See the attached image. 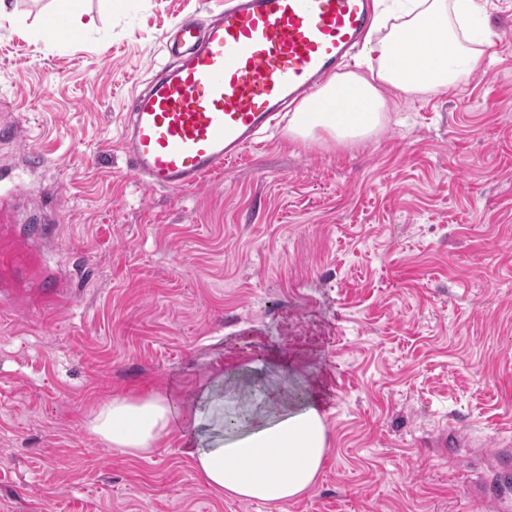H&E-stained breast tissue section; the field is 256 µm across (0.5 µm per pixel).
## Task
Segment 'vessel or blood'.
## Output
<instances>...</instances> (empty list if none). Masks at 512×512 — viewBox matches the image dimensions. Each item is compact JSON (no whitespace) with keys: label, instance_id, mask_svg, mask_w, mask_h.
Instances as JSON below:
<instances>
[{"label":"vessel or blood","instance_id":"b4317fda","mask_svg":"<svg viewBox=\"0 0 512 512\" xmlns=\"http://www.w3.org/2000/svg\"><path fill=\"white\" fill-rule=\"evenodd\" d=\"M372 10L373 0H234L206 25L183 22L170 47L180 64L151 77L125 114L132 176L180 192L238 162L343 65Z\"/></svg>","mask_w":512,"mask_h":512}]
</instances>
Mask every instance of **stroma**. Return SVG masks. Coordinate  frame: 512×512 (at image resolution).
Masks as SVG:
<instances>
[{"instance_id":"stroma-1","label":"stroma","mask_w":512,"mask_h":512,"mask_svg":"<svg viewBox=\"0 0 512 512\" xmlns=\"http://www.w3.org/2000/svg\"><path fill=\"white\" fill-rule=\"evenodd\" d=\"M0 23V199L38 259L1 285L0 512H512V0L492 61L389 98L375 138L263 144L193 191L136 181L126 101L176 64L166 35L230 0H54ZM24 191H17L18 182ZM62 276L68 304L36 305ZM335 375L303 496L212 492L177 433L131 457L88 423L115 398L196 390L254 351ZM54 2L57 4V13L53 19L48 22L46 28L43 29L44 35L46 37L53 38V35L58 28L57 21L61 18H65L72 21L74 24L82 25L84 27H91L94 24L92 18H90L89 22L86 24L81 22V16L83 12H80L76 9L75 4L78 2L77 0H56Z\"/></svg>"}]
</instances>
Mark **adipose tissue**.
<instances>
[{"label": "adipose tissue", "mask_w": 512, "mask_h": 512, "mask_svg": "<svg viewBox=\"0 0 512 512\" xmlns=\"http://www.w3.org/2000/svg\"><path fill=\"white\" fill-rule=\"evenodd\" d=\"M480 0H377L363 47V63L334 74L299 109L315 113L289 124L292 139L323 138L339 146L382 130L386 91L416 98L458 85L480 66L490 47ZM280 375L254 407L246 368L212 374L194 392H156L115 398L89 424L100 441L138 457L178 432L208 486L222 495L275 502L305 494L315 483L327 448V376L307 356L267 354Z\"/></svg>", "instance_id": "ef3b65f1"}]
</instances>
